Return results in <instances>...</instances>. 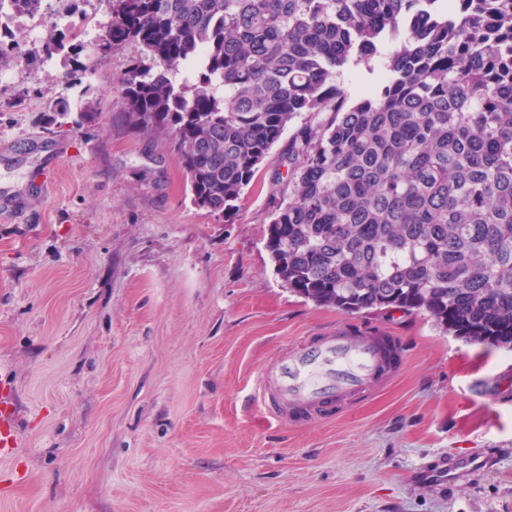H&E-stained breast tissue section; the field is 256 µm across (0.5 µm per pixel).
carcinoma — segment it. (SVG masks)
<instances>
[{
    "instance_id": "1",
    "label": "carcinoma",
    "mask_w": 512,
    "mask_h": 512,
    "mask_svg": "<svg viewBox=\"0 0 512 512\" xmlns=\"http://www.w3.org/2000/svg\"><path fill=\"white\" fill-rule=\"evenodd\" d=\"M125 42V122L214 215L307 117L266 244L283 286L512 349V0H113L97 51ZM383 56L377 57L372 63V70L363 66L350 67L343 73L345 87L351 92L356 93V85L374 86L379 79L380 71L383 65Z\"/></svg>"
}]
</instances>
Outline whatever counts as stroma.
Segmentation results:
<instances>
[{
    "mask_svg": "<svg viewBox=\"0 0 512 512\" xmlns=\"http://www.w3.org/2000/svg\"><path fill=\"white\" fill-rule=\"evenodd\" d=\"M112 0H49L0 83V371L17 448L0 512H512V351L421 313L290 292L265 246L288 198L284 132L219 218L169 144L122 127L129 43L99 56ZM73 51L31 64L45 40ZM66 97L70 119L46 122ZM353 324L400 337L403 372L349 410L284 424L259 404L277 356ZM467 479L419 472L458 455Z\"/></svg>",
    "mask_w": 512,
    "mask_h": 512,
    "instance_id": "stroma-1",
    "label": "stroma"
}]
</instances>
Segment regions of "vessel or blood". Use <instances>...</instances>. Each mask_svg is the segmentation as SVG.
<instances>
[{"mask_svg":"<svg viewBox=\"0 0 512 512\" xmlns=\"http://www.w3.org/2000/svg\"><path fill=\"white\" fill-rule=\"evenodd\" d=\"M405 363L399 337L347 328L281 355L260 380V403L277 419L299 423L344 410L396 375ZM10 395V380L0 374V455L17 446Z\"/></svg>","mask_w":512,"mask_h":512,"instance_id":"obj_1","label":"vessel or blood"}]
</instances>
